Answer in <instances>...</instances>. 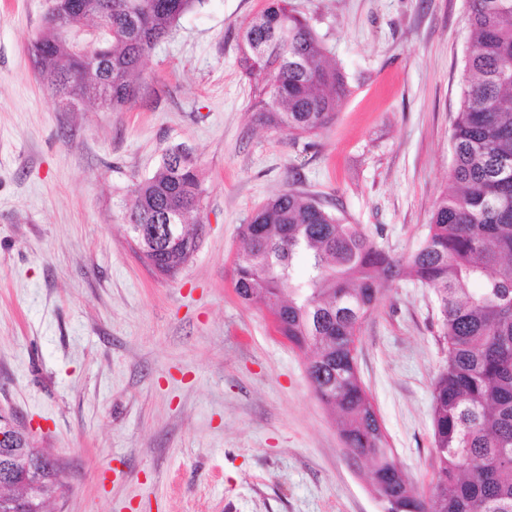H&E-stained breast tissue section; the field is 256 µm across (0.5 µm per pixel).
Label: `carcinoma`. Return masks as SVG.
<instances>
[{
  "instance_id": "obj_1",
  "label": "carcinoma",
  "mask_w": 512,
  "mask_h": 512,
  "mask_svg": "<svg viewBox=\"0 0 512 512\" xmlns=\"http://www.w3.org/2000/svg\"><path fill=\"white\" fill-rule=\"evenodd\" d=\"M204 0H53L29 42L34 72L63 111L83 103L120 112L137 98L142 63ZM102 38L87 53L86 26ZM473 42L453 122L449 187L423 244L401 260L358 224H344L320 202L288 188L242 228L234 289L261 302L278 331L304 353L317 399L338 420L344 448L368 466L369 483L390 512H512V0H470ZM238 65L253 81L256 114L295 141L332 125L347 83L330 51L290 0H266L243 29ZM201 183L188 153L168 150L139 182L128 224L144 262L174 278L199 247ZM182 246L160 250L168 215ZM306 275L294 277L296 261ZM407 270L432 291L438 338L447 351L432 391L437 468L430 495L402 476L358 371L356 341L384 287ZM16 447L34 462V479L3 478L0 508L42 486L61 485L56 462L21 430Z\"/></svg>"
}]
</instances>
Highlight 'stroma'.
<instances>
[{
  "mask_svg": "<svg viewBox=\"0 0 512 512\" xmlns=\"http://www.w3.org/2000/svg\"><path fill=\"white\" fill-rule=\"evenodd\" d=\"M351 87L310 144L256 121L237 65L265 0H205L112 112L61 111L27 43L50 0H0V414L65 486L47 512H382L303 354L239 299L241 227L293 188L402 256L448 183L471 47L468 0H290ZM182 146L203 193L199 249L152 271L124 216ZM429 289L400 276L365 321L361 380L405 476L435 474L432 384L446 361Z\"/></svg>",
  "mask_w": 512,
  "mask_h": 512,
  "instance_id": "stroma-1",
  "label": "stroma"
}]
</instances>
